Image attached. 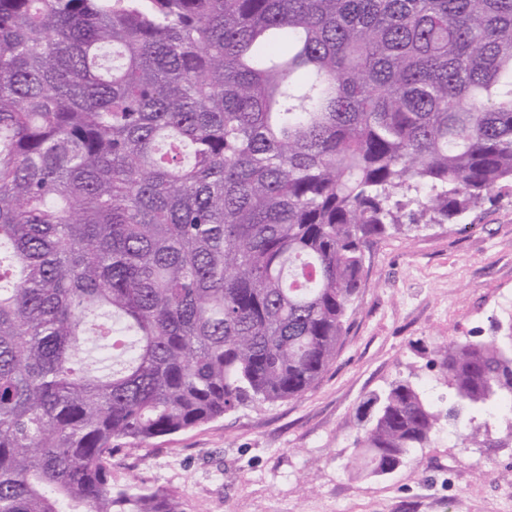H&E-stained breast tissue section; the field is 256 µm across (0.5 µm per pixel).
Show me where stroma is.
Masks as SVG:
<instances>
[{"label": "stroma", "mask_w": 512, "mask_h": 512, "mask_svg": "<svg viewBox=\"0 0 512 512\" xmlns=\"http://www.w3.org/2000/svg\"><path fill=\"white\" fill-rule=\"evenodd\" d=\"M512 298V190L454 224L403 227L365 251L355 312L335 363L304 396L249 403L139 447L121 442L112 481L174 491L185 512H512V428L494 448L440 431L386 476L354 460L360 405L407 378L447 397L436 347L490 336Z\"/></svg>", "instance_id": "stroma-1"}]
</instances>
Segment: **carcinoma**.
<instances>
[{
	"label": "carcinoma",
	"instance_id": "cac0c4a2",
	"mask_svg": "<svg viewBox=\"0 0 512 512\" xmlns=\"http://www.w3.org/2000/svg\"><path fill=\"white\" fill-rule=\"evenodd\" d=\"M512 188V0H0V512H184L144 444L311 391L370 242ZM360 406L374 475L512 413V334Z\"/></svg>",
	"mask_w": 512,
	"mask_h": 512
}]
</instances>
